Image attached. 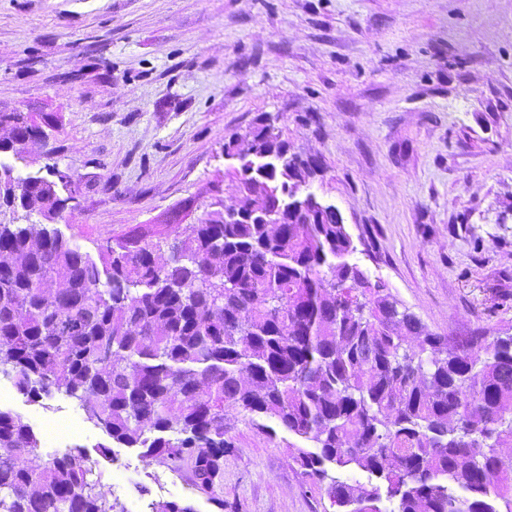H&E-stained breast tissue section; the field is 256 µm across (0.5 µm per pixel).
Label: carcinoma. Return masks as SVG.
Wrapping results in <instances>:
<instances>
[{
    "mask_svg": "<svg viewBox=\"0 0 512 512\" xmlns=\"http://www.w3.org/2000/svg\"><path fill=\"white\" fill-rule=\"evenodd\" d=\"M261 112L224 149L273 152L259 176L233 170L248 200L218 202L188 236L144 230L82 250L45 176L0 178V377L28 402L75 400L108 439L213 489L233 448L224 411L312 443L293 456L335 512H512V327L448 337L399 307L348 257L347 225L283 212L289 178L318 161L291 152ZM60 117L0 112L17 143ZM39 222H33V219ZM169 252L166 262L158 253ZM40 440L0 409V512H124L82 447L31 465ZM361 472L368 482L338 477ZM391 509L382 510V501Z\"/></svg>",
    "mask_w": 512,
    "mask_h": 512,
    "instance_id": "obj_1",
    "label": "carcinoma"
}]
</instances>
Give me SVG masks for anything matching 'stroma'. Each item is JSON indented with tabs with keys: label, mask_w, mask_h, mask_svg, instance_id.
Returning <instances> with one entry per match:
<instances>
[{
	"label": "stroma",
	"mask_w": 512,
	"mask_h": 512,
	"mask_svg": "<svg viewBox=\"0 0 512 512\" xmlns=\"http://www.w3.org/2000/svg\"><path fill=\"white\" fill-rule=\"evenodd\" d=\"M0 107L61 114L53 152L7 162L73 176L58 226L89 252L198 223L236 190L225 135L281 114L369 279L441 335L512 326V0H0ZM0 409L41 459L85 448L124 512H331L292 460L299 438L235 408L220 511L190 471L117 445L101 457L104 434L64 395L34 404L1 377Z\"/></svg>",
	"instance_id": "stroma-1"
}]
</instances>
